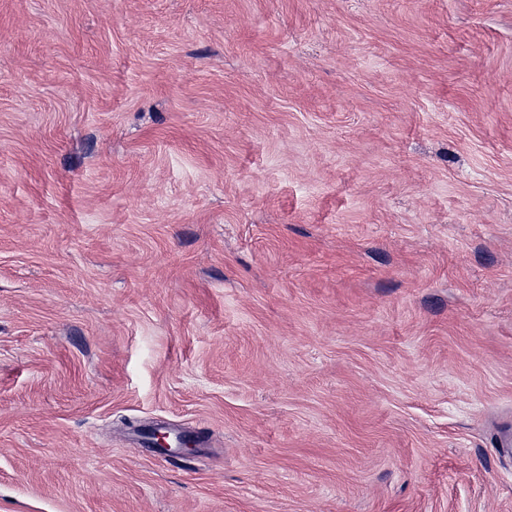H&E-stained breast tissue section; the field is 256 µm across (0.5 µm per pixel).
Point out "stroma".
I'll return each mask as SVG.
<instances>
[{
    "label": "stroma",
    "mask_w": 512,
    "mask_h": 512,
    "mask_svg": "<svg viewBox=\"0 0 512 512\" xmlns=\"http://www.w3.org/2000/svg\"><path fill=\"white\" fill-rule=\"evenodd\" d=\"M510 429L512 0H0V512H512Z\"/></svg>",
    "instance_id": "35a3bbf8"
}]
</instances>
